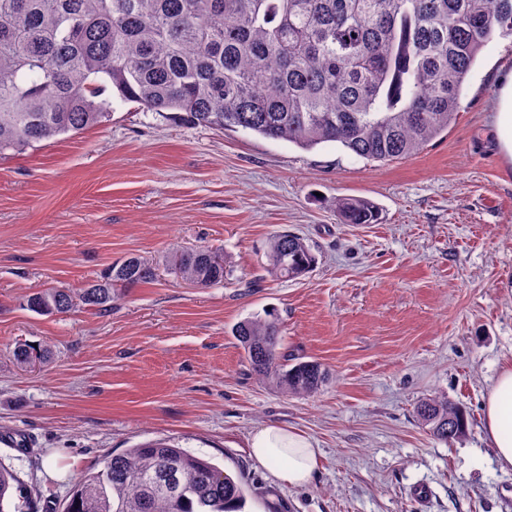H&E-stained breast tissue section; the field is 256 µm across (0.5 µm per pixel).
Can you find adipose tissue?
<instances>
[{"label": "adipose tissue", "mask_w": 512, "mask_h": 512, "mask_svg": "<svg viewBox=\"0 0 512 512\" xmlns=\"http://www.w3.org/2000/svg\"><path fill=\"white\" fill-rule=\"evenodd\" d=\"M484 433L500 469L512 470V362L503 365L484 409ZM250 453L259 465H272L276 481L307 484L321 465L313 439L293 429L266 425L253 431Z\"/></svg>", "instance_id": "obj_1"}]
</instances>
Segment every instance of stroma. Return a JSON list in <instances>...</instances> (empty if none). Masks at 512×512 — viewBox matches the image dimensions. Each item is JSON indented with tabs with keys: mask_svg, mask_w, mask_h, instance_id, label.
<instances>
[{
	"mask_svg": "<svg viewBox=\"0 0 512 512\" xmlns=\"http://www.w3.org/2000/svg\"><path fill=\"white\" fill-rule=\"evenodd\" d=\"M510 71L512 42L488 43L447 134L389 164L118 101L93 127L0 156V433L27 441L0 444V462L32 486L31 512H62L76 477L158 438L240 478L242 512H512V470L497 466L482 424L512 360V159L492 126ZM350 196L377 203L380 222L340 223L336 201ZM282 230L314 246L306 277L268 274ZM195 245L224 252L223 283L163 272L103 316L27 305L127 256ZM268 311L284 350L327 370L317 393L250 373L231 329ZM20 344L51 357L20 369ZM434 396L467 410L464 437L439 441L417 419ZM269 424L321 448L308 484H279L249 456Z\"/></svg>",
	"mask_w": 512,
	"mask_h": 512,
	"instance_id": "35a3bbf8",
	"label": "stroma"
}]
</instances>
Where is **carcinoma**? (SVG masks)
<instances>
[{
    "mask_svg": "<svg viewBox=\"0 0 512 512\" xmlns=\"http://www.w3.org/2000/svg\"><path fill=\"white\" fill-rule=\"evenodd\" d=\"M512 39V0H0V155L76 134L109 115L113 99L217 130L251 132L311 150L338 144L390 162L448 133L479 53ZM345 224H374L376 205L336 202ZM268 271L299 279L317 258L307 240L269 239ZM165 270L191 285L224 281V253L174 249ZM128 256L73 293L46 288L37 312L112 311L117 289L151 283L157 266ZM251 373L308 396L328 373L283 351L275 315L233 330ZM15 348L16 364L47 360ZM417 417L439 440L465 435L466 409L426 398ZM243 486L210 461L154 439L79 478L63 512H238ZM30 492L0 464V512L28 507Z\"/></svg>",
    "mask_w": 512,
    "mask_h": 512,
    "instance_id": "carcinoma-1",
    "label": "carcinoma"
}]
</instances>
